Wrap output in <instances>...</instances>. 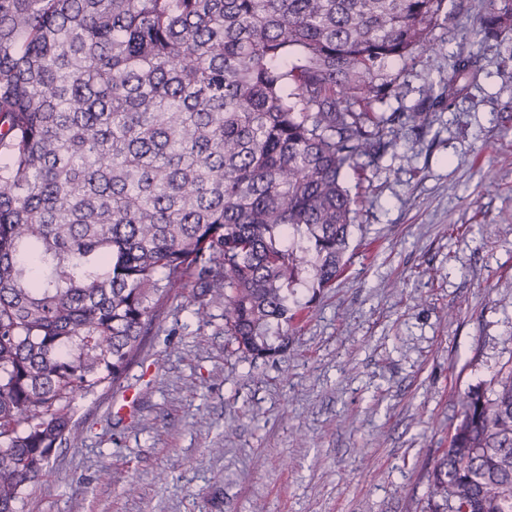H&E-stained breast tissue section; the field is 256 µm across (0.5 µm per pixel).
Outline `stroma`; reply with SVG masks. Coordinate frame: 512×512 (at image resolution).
<instances>
[{
  "instance_id": "obj_1",
  "label": "stroma",
  "mask_w": 512,
  "mask_h": 512,
  "mask_svg": "<svg viewBox=\"0 0 512 512\" xmlns=\"http://www.w3.org/2000/svg\"><path fill=\"white\" fill-rule=\"evenodd\" d=\"M487 7L451 0L444 46L387 102L424 103L457 53L481 69L424 135L347 173L346 271L287 351L245 357L223 309L202 323L170 297L119 383L77 402L80 440L20 512H422L460 396L512 364V31L469 38Z\"/></svg>"
}]
</instances>
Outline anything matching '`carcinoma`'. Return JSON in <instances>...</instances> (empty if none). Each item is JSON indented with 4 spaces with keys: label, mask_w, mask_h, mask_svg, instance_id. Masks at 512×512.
Instances as JSON below:
<instances>
[{
    "label": "carcinoma",
    "mask_w": 512,
    "mask_h": 512,
    "mask_svg": "<svg viewBox=\"0 0 512 512\" xmlns=\"http://www.w3.org/2000/svg\"><path fill=\"white\" fill-rule=\"evenodd\" d=\"M489 4L475 38L512 30ZM446 20L448 0H0V512L173 293L254 359L288 349L297 288L346 269L344 173L478 74L459 55L426 106L374 111ZM426 502L512 512V368L460 400Z\"/></svg>",
    "instance_id": "1"
}]
</instances>
